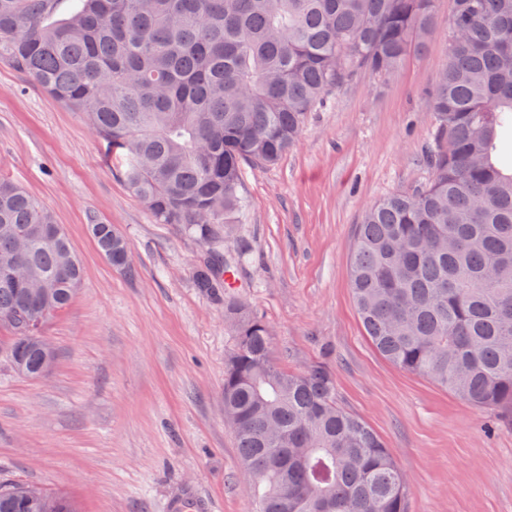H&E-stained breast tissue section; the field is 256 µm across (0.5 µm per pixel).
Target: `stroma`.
Segmentation results:
<instances>
[{
  "label": "stroma",
  "instance_id": "obj_1",
  "mask_svg": "<svg viewBox=\"0 0 512 512\" xmlns=\"http://www.w3.org/2000/svg\"><path fill=\"white\" fill-rule=\"evenodd\" d=\"M442 23L382 81L359 76L310 114L295 148L245 166L247 207L223 242L248 251L234 294L272 332L274 363H324L336 398L385 441L410 484L408 512H512V425L385 360L361 326L349 269L363 210L424 184L429 104L447 60ZM0 178L49 208L84 266L72 303L43 334L49 371L18 374L0 324V481L74 500L79 512H254L224 419V304L196 288L207 255L155 223L83 113L0 63ZM128 241L134 274L113 267L89 226Z\"/></svg>",
  "mask_w": 512,
  "mask_h": 512
}]
</instances>
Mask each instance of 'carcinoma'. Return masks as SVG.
I'll return each mask as SVG.
<instances>
[{"label":"carcinoma","mask_w":512,"mask_h":512,"mask_svg":"<svg viewBox=\"0 0 512 512\" xmlns=\"http://www.w3.org/2000/svg\"><path fill=\"white\" fill-rule=\"evenodd\" d=\"M437 0H0V59L86 114L158 224L209 247L203 292L232 287L224 232L246 208L244 165H272L309 113L358 76L395 73L439 26ZM429 181L367 207L350 262L362 327L394 366L512 421V0H454L448 59L430 106ZM57 222L0 179V322L14 367L53 352L29 339L44 305L61 312L83 279ZM90 232L127 272L110 224ZM235 344L224 415L253 478L255 512H407L410 488L382 438L336 399L331 371L271 359V331L224 301ZM76 512L23 483L0 512Z\"/></svg>","instance_id":"obj_1"}]
</instances>
